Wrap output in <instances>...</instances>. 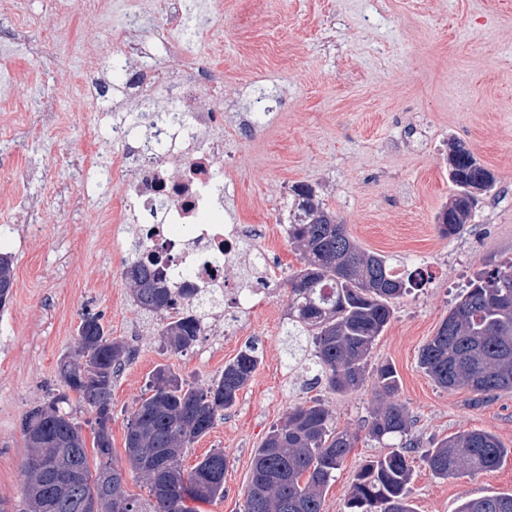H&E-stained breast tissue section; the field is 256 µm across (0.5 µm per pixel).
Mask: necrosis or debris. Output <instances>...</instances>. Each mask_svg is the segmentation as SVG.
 <instances>
[{"instance_id":"4bbe7bcc","label":"necrosis or debris","mask_w":512,"mask_h":512,"mask_svg":"<svg viewBox=\"0 0 512 512\" xmlns=\"http://www.w3.org/2000/svg\"><path fill=\"white\" fill-rule=\"evenodd\" d=\"M164 23L159 39L167 56L176 58L181 80L171 79L162 64L138 67L126 80L135 94L148 91L159 103L192 101L178 121L156 127L153 149L142 154L134 145L132 126L113 125L111 140L123 146L122 154L98 156L104 169L125 164L132 175L127 180L118 212L104 210V220L119 217L141 226V254H157L166 279L179 288L199 291L223 290L224 266L248 253L262 274H269L268 252L254 245L252 229L239 224L209 221V213L224 204V112L196 103L199 90L214 91L212 68L205 55L189 54L175 38L182 11L181 0H162Z\"/></svg>"}]
</instances>
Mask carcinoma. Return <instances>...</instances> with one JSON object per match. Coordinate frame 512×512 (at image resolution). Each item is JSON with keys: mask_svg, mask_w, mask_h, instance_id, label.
<instances>
[{"mask_svg": "<svg viewBox=\"0 0 512 512\" xmlns=\"http://www.w3.org/2000/svg\"><path fill=\"white\" fill-rule=\"evenodd\" d=\"M453 193L435 218L438 233H461L475 216V190L494 183L491 172L466 149L455 146L448 157ZM288 239L299 251L301 267L287 279L291 299L286 336L294 347H314V380L335 392L363 385L371 352L393 315V301L424 280L421 269L395 271L393 259L362 249L343 218L328 209L316 191L294 188ZM135 305L163 316L164 345L173 351L190 347L202 334L212 300L174 288L154 263L132 259L125 268ZM14 286L13 260L0 253V296ZM124 342L106 336L99 316L82 319L74 354L60 363L61 382L94 412L95 462H90L82 426L61 409L69 401L58 393L32 407L21 430L30 453L24 463L25 495L30 512H191L186 502L224 498L227 460L212 451L184 474L181 458L207 434L222 412L231 409L239 391L260 364L247 347L224 365L205 390L181 381L159 367L127 422L125 453L131 471L145 481L150 502L128 494L125 474L112 463V381L128 357ZM420 367L445 389L465 388L478 407L501 391L512 390V262L473 278L435 336L419 352ZM380 398L368 424L379 443L408 435L411 419L393 401L397 372L389 363L373 368ZM357 436L332 426L321 403L288 409L267 433L253 458L244 512H323L330 482L336 477ZM508 453L501 441L482 430H467L441 440L424 463L437 478L475 475L498 467ZM37 459L35 468L30 460ZM411 476L407 444L367 460L356 472L344 512H415L407 496ZM458 512H512V495H488L463 502Z\"/></svg>", "mask_w": 512, "mask_h": 512, "instance_id": "cac0c4a2", "label": "carcinoma"}]
</instances>
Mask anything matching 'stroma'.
Listing matches in <instances>:
<instances>
[{"mask_svg": "<svg viewBox=\"0 0 512 512\" xmlns=\"http://www.w3.org/2000/svg\"><path fill=\"white\" fill-rule=\"evenodd\" d=\"M128 0H108L105 19L57 0L0 5V251L13 258L14 288L0 309V512H26L21 420L59 388V362L73 353L84 314L102 317L131 358L112 383V451L123 462L126 422L160 366L207 387L241 348L262 362L236 405L188 448L184 470L222 450L224 498L195 512H243L254 451L289 407L320 401L337 429L359 440L327 490L324 512H339L364 460L382 454L367 424L374 378L337 393L289 365L283 328L285 281L300 267L288 240L292 187L313 186L348 233L370 252L421 268V287L393 303L372 364L399 376L395 399L412 419L409 497L416 512H457L468 499L512 494V391L482 407L469 393L438 386L418 354L479 272L512 261V0H183V37L205 54L224 87L211 98L225 113L267 110L243 136L224 141L234 188L217 215L258 225L274 255L277 287L250 293L244 310H214L195 344L166 348L163 320L133 302L124 272L140 236L131 222L105 224L130 173L95 166L112 124L129 121L147 143L164 114L122 99V17ZM53 24L58 54L32 67L28 41ZM107 69L109 100L93 102L81 80ZM459 145L495 176L474 220L445 238L437 212L453 191L448 146ZM464 430L496 435L509 453L491 472L441 480L426 451Z\"/></svg>", "mask_w": 512, "mask_h": 512, "instance_id": "35a3bbf8", "label": "stroma"}]
</instances>
